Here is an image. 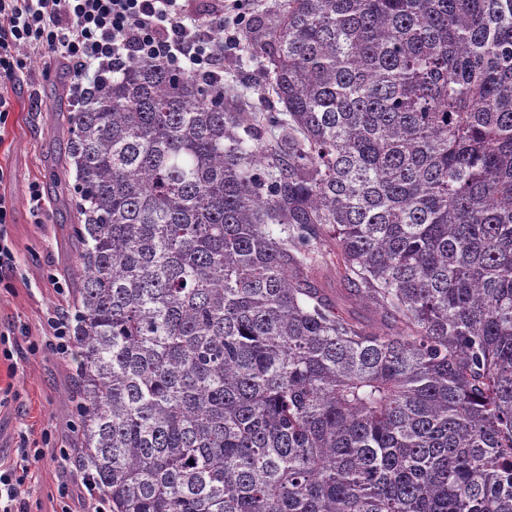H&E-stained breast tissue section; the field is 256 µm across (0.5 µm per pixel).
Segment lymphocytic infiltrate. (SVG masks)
I'll return each instance as SVG.
<instances>
[{
    "mask_svg": "<svg viewBox=\"0 0 512 512\" xmlns=\"http://www.w3.org/2000/svg\"><path fill=\"white\" fill-rule=\"evenodd\" d=\"M185 10L181 0H0V85L20 80L26 51L64 59L80 94L134 59L220 75L223 37L187 27Z\"/></svg>",
    "mask_w": 512,
    "mask_h": 512,
    "instance_id": "f902f5d3",
    "label": "lymphocytic infiltrate"
}]
</instances>
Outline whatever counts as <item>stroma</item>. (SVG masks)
<instances>
[{
  "label": "stroma",
  "mask_w": 512,
  "mask_h": 512,
  "mask_svg": "<svg viewBox=\"0 0 512 512\" xmlns=\"http://www.w3.org/2000/svg\"><path fill=\"white\" fill-rule=\"evenodd\" d=\"M25 62L23 80L0 89L11 102L0 125V169L7 174L0 193L13 202L7 231L16 256L14 270L0 277V337L6 349L0 355V462H12L17 449H33L21 487L27 512H76L86 489L73 461L75 419L65 402L73 365L46 338L48 317L67 314L74 286L69 268L75 219L61 198L56 168L66 148L63 118L72 103L58 92L63 60L29 54ZM265 81L263 58L226 46L224 85L240 105L261 106ZM35 184L45 201L37 214L29 201Z\"/></svg>",
  "instance_id": "stroma-1"
}]
</instances>
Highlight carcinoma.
Listing matches in <instances>:
<instances>
[{"instance_id":"carcinoma-1","label":"carcinoma","mask_w":512,"mask_h":512,"mask_svg":"<svg viewBox=\"0 0 512 512\" xmlns=\"http://www.w3.org/2000/svg\"><path fill=\"white\" fill-rule=\"evenodd\" d=\"M240 40L281 111L133 60L67 115L78 467L112 512H512V0Z\"/></svg>"}]
</instances>
